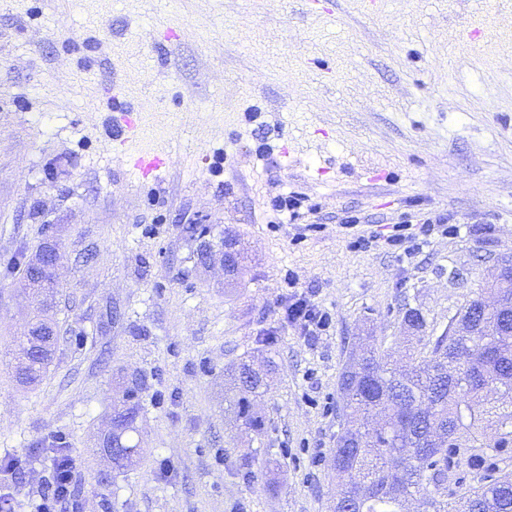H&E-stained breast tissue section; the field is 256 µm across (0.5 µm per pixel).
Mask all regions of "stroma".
Returning a JSON list of instances; mask_svg holds the SVG:
<instances>
[{"mask_svg": "<svg viewBox=\"0 0 512 512\" xmlns=\"http://www.w3.org/2000/svg\"><path fill=\"white\" fill-rule=\"evenodd\" d=\"M115 96L167 155L157 180L113 152ZM56 159L72 165L52 180ZM441 213L411 252L387 244ZM197 223L238 240L233 284L197 264ZM43 224L63 334L33 387L8 353L33 305L0 280V457L22 462L0 494L17 512L59 436L79 491L61 512H330L357 338L398 351L408 305L441 335L512 253V0H0V261ZM299 299L331 317L315 337L286 316ZM266 347L264 425L234 430L224 372ZM131 375L141 459L103 483L96 444Z\"/></svg>", "mask_w": 512, "mask_h": 512, "instance_id": "obj_1", "label": "stroma"}]
</instances>
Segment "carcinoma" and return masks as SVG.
<instances>
[{
  "mask_svg": "<svg viewBox=\"0 0 512 512\" xmlns=\"http://www.w3.org/2000/svg\"><path fill=\"white\" fill-rule=\"evenodd\" d=\"M43 246L29 252L27 243L15 249L0 272L21 276L37 298L36 327L58 331L53 305L41 299L57 292L52 276L36 282L32 260ZM500 308L477 310L475 302L458 312L471 323L459 335L448 326L432 344L424 343L426 318L407 307L403 323L415 335L409 361L393 364L369 344L348 361L338 380L344 424L336 435L331 470L336 478L334 512H409L419 500L424 512H512V276L491 285ZM53 359L47 353L24 364L18 349L15 374L24 386L39 383ZM269 357L257 372L241 362L230 374L225 412L246 429L261 426L252 400L265 393L266 376L275 370ZM141 381L132 377L125 387L122 443L128 461L139 454L137 432ZM53 479L61 491L69 488L68 457L59 445L48 448Z\"/></svg>",
  "mask_w": 512,
  "mask_h": 512,
  "instance_id": "obj_1",
  "label": "carcinoma"
}]
</instances>
